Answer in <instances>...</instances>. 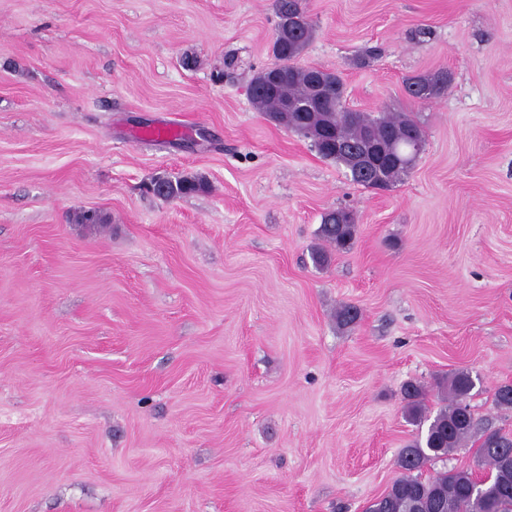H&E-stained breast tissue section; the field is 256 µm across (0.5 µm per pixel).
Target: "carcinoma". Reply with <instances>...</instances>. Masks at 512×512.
<instances>
[{
	"label": "carcinoma",
	"mask_w": 512,
	"mask_h": 512,
	"mask_svg": "<svg viewBox=\"0 0 512 512\" xmlns=\"http://www.w3.org/2000/svg\"><path fill=\"white\" fill-rule=\"evenodd\" d=\"M278 26H283L293 13L298 11L296 0H275ZM313 37V27L305 23L288 33L277 36L272 52L278 64L260 71L248 88L249 98L256 109L271 117L279 110L282 98L296 104L292 124L288 129L307 136V130L321 121V115L308 108L311 101L309 76L311 67H299L295 61ZM285 72L277 92L262 91L269 73ZM450 76L440 72L431 77L416 76L406 79L405 91L416 102H427L447 90ZM336 105L329 115L334 136L356 145L365 133L387 139L397 145L406 155V161L384 162L365 170H355L350 161L320 143L313 144L318 155L346 169L352 182L365 188L379 186L388 189L408 173L420 152L410 151L411 146L424 143V135L418 123L410 115L401 112H358L345 106L341 82H336ZM206 183L198 177H183L176 180L158 178L151 184L153 194L163 199H174L205 189ZM357 225L340 224L336 211L324 214L317 237L319 243L311 251L315 266L325 267L331 252H347L356 240ZM476 383L468 370H458L448 377V404L431 417L425 414L424 388L408 382L403 387L407 400V417L418 425L428 424L424 438L418 439L402 449L398 466L402 475L387 491L370 503L366 512H489L487 500L495 499V512H512V471L505 472V462L512 461V436L501 432L484 435L477 449V462L486 470L483 479L484 494L479 497L473 491L475 479L466 470H448L427 480L417 475L428 463L443 459L457 448L463 447L476 429L474 415L467 398Z\"/></svg>",
	"instance_id": "carcinoma-1"
}]
</instances>
